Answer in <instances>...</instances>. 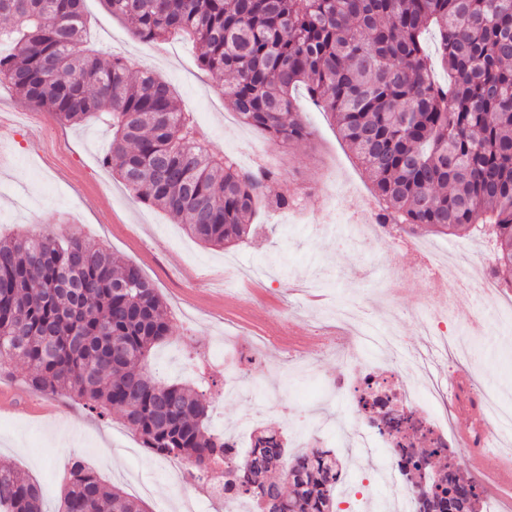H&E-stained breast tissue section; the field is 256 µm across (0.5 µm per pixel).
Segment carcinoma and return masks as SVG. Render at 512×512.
I'll use <instances>...</instances> for the list:
<instances>
[{"instance_id": "obj_1", "label": "carcinoma", "mask_w": 512, "mask_h": 512, "mask_svg": "<svg viewBox=\"0 0 512 512\" xmlns=\"http://www.w3.org/2000/svg\"><path fill=\"white\" fill-rule=\"evenodd\" d=\"M152 46L175 34L199 66L231 76L224 101L274 143L308 140L296 111L303 90L330 115L380 203L383 224L455 236H491L497 280L512 288V0H102ZM83 0H0V82L56 122L112 128L103 164L140 201L193 237L232 247L254 232L262 206L286 209L280 172L245 169L209 151L193 114L150 71L85 44ZM439 35L448 78L431 70L426 34ZM170 330L165 302L140 269L80 235L44 229L0 238V366L20 361L27 386L117 411L142 446L195 473L224 462V489L250 512H330V448L288 452L277 430L249 451L210 428V400L194 384L147 371ZM415 470L441 475V512L462 490L436 448ZM0 512H44L39 485L0 466ZM60 512H145L82 459Z\"/></svg>"}]
</instances>
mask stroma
<instances>
[{"instance_id":"35a3bbf8","label":"stroma","mask_w":512,"mask_h":512,"mask_svg":"<svg viewBox=\"0 0 512 512\" xmlns=\"http://www.w3.org/2000/svg\"><path fill=\"white\" fill-rule=\"evenodd\" d=\"M90 40L127 59L132 73L150 69L176 89L193 113L211 151L236 156L241 149L237 118L224 105L223 80L203 71L191 42L176 36L165 54L139 44L128 25L104 7L85 0ZM298 109L313 136L299 145H277L258 132L250 137L272 158L300 195V213L260 211L256 237L226 250L207 248L163 211L144 205L105 169L101 159L112 133L91 121L62 126L47 112L0 85V113L11 125L0 139V237L47 227L58 235L78 233L136 264L168 306L169 336L157 346L148 369L167 382L207 377L211 426L240 437V423L255 407L266 406L265 425L281 427L279 408L305 400L303 421L330 428L333 446L352 481L372 474L379 452L363 453L342 425V403H323L326 381L346 375L336 341L353 336L354 325H339L334 307L349 299L360 319L389 326L405 351L432 356L431 371L443 379L445 357L431 353L433 340L418 323L428 283L409 281L390 293L391 270L412 267L411 253H363L343 238L350 220L347 196L373 201L371 184L348 146L317 106L299 97ZM438 263L478 272L484 245L468 237L417 235ZM247 347L252 364L238 372L229 392L223 370L201 371L196 354L206 348L236 360ZM471 372L484 388L512 407V389L503 377L512 371V324L493 327L482 343L470 344ZM26 368H0V465L10 464L40 483L47 512H58L73 458L85 459L108 485L136 493L137 482L151 485L146 497L156 512L157 497L170 503L190 493L175 483L161 458L142 452L140 438L120 415L97 416L81 401L31 391Z\"/></svg>"}]
</instances>
